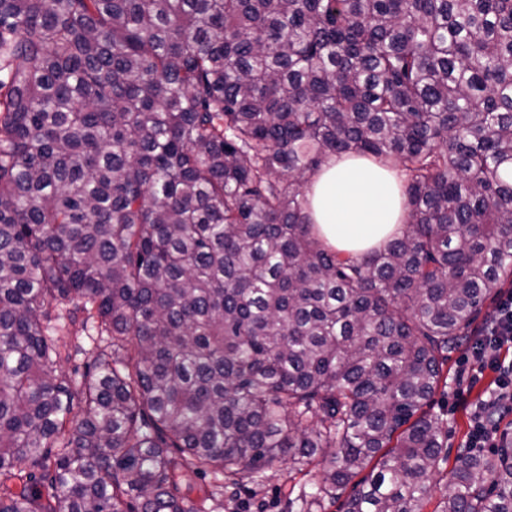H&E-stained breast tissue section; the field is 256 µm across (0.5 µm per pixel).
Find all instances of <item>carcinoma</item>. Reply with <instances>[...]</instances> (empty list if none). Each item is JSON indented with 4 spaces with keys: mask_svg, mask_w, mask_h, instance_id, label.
I'll use <instances>...</instances> for the list:
<instances>
[{
    "mask_svg": "<svg viewBox=\"0 0 512 512\" xmlns=\"http://www.w3.org/2000/svg\"><path fill=\"white\" fill-rule=\"evenodd\" d=\"M345 153L406 178L383 250L305 220ZM510 279L512 0H0V512H214L326 448L300 512H423ZM437 512H512V448Z\"/></svg>",
    "mask_w": 512,
    "mask_h": 512,
    "instance_id": "cac0c4a2",
    "label": "carcinoma"
}]
</instances>
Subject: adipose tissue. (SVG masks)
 I'll use <instances>...</instances> for the list:
<instances>
[{"label":"adipose tissue","mask_w":512,"mask_h":512,"mask_svg":"<svg viewBox=\"0 0 512 512\" xmlns=\"http://www.w3.org/2000/svg\"><path fill=\"white\" fill-rule=\"evenodd\" d=\"M307 220L318 237L346 255L379 250L398 238L407 196L394 172L371 158L346 154L311 178Z\"/></svg>","instance_id":"ef3b65f1"}]
</instances>
